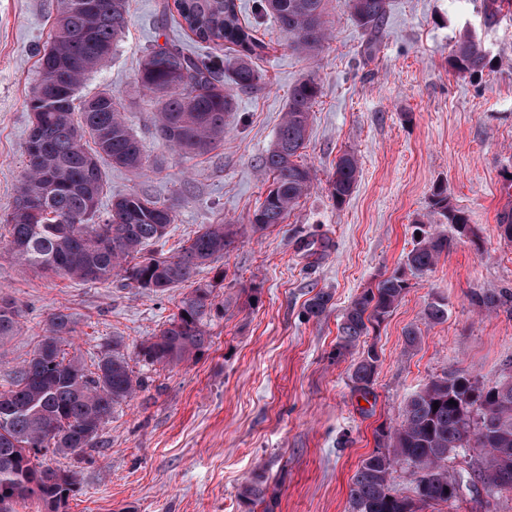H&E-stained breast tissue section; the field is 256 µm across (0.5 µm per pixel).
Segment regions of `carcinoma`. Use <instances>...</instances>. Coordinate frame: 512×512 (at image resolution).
I'll return each mask as SVG.
<instances>
[{"mask_svg": "<svg viewBox=\"0 0 512 512\" xmlns=\"http://www.w3.org/2000/svg\"><path fill=\"white\" fill-rule=\"evenodd\" d=\"M346 4L360 26L376 32L389 0ZM261 7L279 24L291 49L312 55L328 39L325 0H261ZM173 8L195 40L228 43L235 52L232 57L199 58L174 45L157 46L143 56L136 72L137 84L157 107L158 138L182 155L202 156L224 143L235 111L230 89L256 85L260 74L254 59L265 45L241 21L237 0H173ZM127 20V0H58L53 36L38 52V81L26 100L31 126L25 174L3 223L9 250L27 269L82 283L116 276L126 288L160 295L221 259L233 231L228 224H207L177 254L157 256L146 247L168 234L176 221L174 204L130 191L114 196L100 210L104 165L134 173L147 166L143 147L111 89L78 100L81 84L108 61ZM487 64L481 41L470 32L460 35L448 58L453 72L474 76ZM320 94L313 76L299 80L288 94L286 111L262 161L272 182L250 218L254 232L284 223L314 185L310 168L298 158ZM358 178L357 157L341 154L328 181L336 204L350 198ZM431 206L459 235L471 233L468 217L451 205L445 190L433 195ZM451 245L444 234L423 232L402 268L364 289L345 310L339 351L356 347L361 337L379 327L410 288L409 278L427 275ZM330 301L329 293H316L306 314L321 317ZM470 301L496 311L512 302V292H474ZM212 309L211 285L194 289L137 356L152 367L174 366L197 356L210 344L206 326ZM424 318L430 324L445 322L448 302L434 299ZM18 331L15 303L0 296V342ZM73 333L71 316L53 313L37 351L17 370L14 388L0 391V512H15L16 504L29 499L47 512H66L74 476L37 462L38 456L96 450L114 409L148 386L147 378L130 368L119 339L96 356L92 371L81 357L67 356L62 344ZM378 361L371 350L362 351L350 374L354 391L371 394ZM378 443L352 477L349 512H420L424 506L456 501L448 459L467 448L479 449L476 466L468 473L471 480L489 492L512 496V371L491 384L458 371L432 378L407 400L396 425L378 431ZM403 466L413 477L410 496L393 488L394 474ZM266 492L262 482L252 481L243 486L240 499L253 506L265 502Z\"/></svg>", "mask_w": 512, "mask_h": 512, "instance_id": "obj_1", "label": "carcinoma"}]
</instances>
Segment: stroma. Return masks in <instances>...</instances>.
I'll return each instance as SVG.
<instances>
[{
	"instance_id": "obj_1",
	"label": "stroma",
	"mask_w": 512,
	"mask_h": 512,
	"mask_svg": "<svg viewBox=\"0 0 512 512\" xmlns=\"http://www.w3.org/2000/svg\"><path fill=\"white\" fill-rule=\"evenodd\" d=\"M266 49L259 83L235 91L236 110L219 149L194 158L157 137L154 106L136 69L151 48L177 45L199 57L227 55L226 45L192 41L167 0H129L126 32L111 61L80 93L109 87L148 158L138 175L107 171V195L135 190L175 203L176 222L152 249L177 253L207 224L233 225V242L216 269L155 296L122 287L119 278L84 284L18 265L0 250V295L19 308L21 329L0 343V390L32 357L50 315L64 311L76 333L69 354L91 359L113 337L135 374L152 382L117 407L91 456H47L76 479L68 512H250L243 485L263 480L273 512H347L351 479L377 447L376 431L395 425L408 398L429 379L461 370L491 383L512 367V314L479 311L471 292L512 290V243L499 217L512 210L504 185L512 175V6L496 22L485 0H390L380 32L351 17L344 0H327L330 37L322 50L288 49L261 0H238ZM56 0H0V217L10 212L24 170L31 126L26 101L37 81V53L51 35ZM471 31L489 53L482 74L448 68L460 33ZM314 76V107L301 161L315 176L310 194L286 221L252 232L249 219L271 178L261 160L271 147L302 77ZM354 152L358 185L336 204L328 180L339 154ZM446 188L472 229L458 236L434 213ZM425 224L454 245L408 292L376 332L337 353L345 308L381 275L391 274ZM213 286L215 308L203 353L175 367L144 368L140 344L177 313L193 285ZM331 294L326 315L305 306ZM448 302L447 321L425 325L434 298ZM421 331L416 348L405 334ZM375 346L373 392L361 398L349 375L361 349Z\"/></svg>"
}]
</instances>
